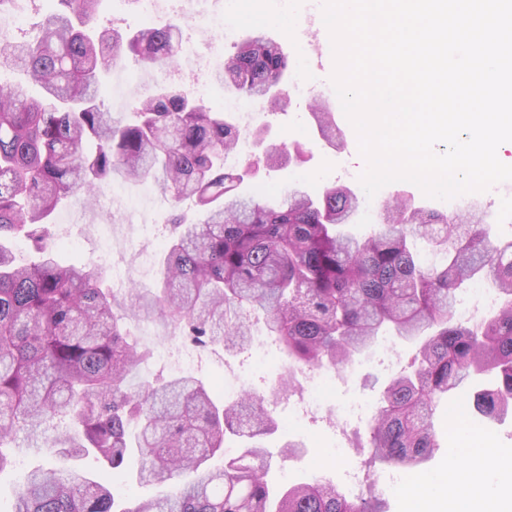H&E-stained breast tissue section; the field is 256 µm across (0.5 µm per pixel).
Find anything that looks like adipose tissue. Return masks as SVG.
Listing matches in <instances>:
<instances>
[{
  "instance_id": "1",
  "label": "adipose tissue",
  "mask_w": 512,
  "mask_h": 512,
  "mask_svg": "<svg viewBox=\"0 0 512 512\" xmlns=\"http://www.w3.org/2000/svg\"><path fill=\"white\" fill-rule=\"evenodd\" d=\"M494 443L485 441L478 447L465 449L466 464L448 476H427L415 481L405 496V512H512V489L486 491L487 474L483 464L496 455ZM452 482L455 491L440 497L438 490Z\"/></svg>"
}]
</instances>
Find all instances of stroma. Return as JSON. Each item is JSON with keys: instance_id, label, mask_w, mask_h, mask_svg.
Instances as JSON below:
<instances>
[{"instance_id": "1", "label": "stroma", "mask_w": 512, "mask_h": 512, "mask_svg": "<svg viewBox=\"0 0 512 512\" xmlns=\"http://www.w3.org/2000/svg\"><path fill=\"white\" fill-rule=\"evenodd\" d=\"M305 3L306 0H288L284 5L279 0H238L233 15L218 26L203 21L188 4L179 12L167 11L157 17L161 23L175 21L182 30L183 40L196 44L218 70L233 53L235 43L256 34L277 41L288 57L290 104L287 109L268 111L260 99L255 106L266 115L267 144L290 151L298 147L303 155L280 169L259 168L243 184L244 194L257 200H272L293 186L313 195L327 186L347 187L361 201L352 224L346 227L347 232L358 237L370 234L382 207L403 194L419 203L430 202L440 210L453 208L450 200H427L413 184L404 189L394 182L375 196L366 195L358 180L365 162L358 152L357 135L330 81L334 68L331 44L317 30L318 13L307 11ZM94 24L124 32L143 26L133 0H102ZM161 78V72L127 61L114 69L106 81L102 89L104 104L113 118H125L131 99L151 95ZM313 98L320 100L322 109L331 112L340 130L341 145L332 147L322 139L308 106ZM114 186L122 198L111 203L108 211L102 208L107 201L102 194L98 195L94 207L87 206L77 196L64 202L50 226L52 237L63 236L68 240L67 245L58 247V258L66 265L96 263L108 269L116 264L139 287H153L155 273L143 268L141 260L143 254L154 255L162 250L163 217L168 207L151 184L119 179ZM127 196L143 197L138 216H130L126 211L122 200ZM477 199L489 214L492 237L512 239V181L497 184L494 194L478 193ZM133 220L151 225V234H138L124 248H109L101 231L102 224H126ZM252 319L259 324L254 341L249 350L234 357L219 349L187 350L159 323L147 327L133 325V332L144 336L155 351L153 361L143 370L144 377L191 375L201 379L216 398L227 402L235 400L242 389L265 394L278 375L288 372L289 364L277 343L261 329L262 313H253ZM411 357V344L390 333L373 350L358 356L345 371L319 370L299 375L300 390L278 398L271 409L279 430L267 440L273 454L270 479L288 486L320 478L345 490L349 487V472L357 468L366 475L358 494L379 497L385 512H404V495L417 477L448 472L452 464L451 449L459 447L467 435L485 434L499 450L498 458L488 466V486L496 488L503 462L512 461V415L484 431L467 421L460 412V402L454 399L441 402L437 418L439 446L416 470L396 466L366 468L359 446L367 441L372 412L389 378L400 372ZM290 442L298 443L297 453H288L286 445ZM47 461L43 453L15 456L12 467L0 474V512H12L24 474Z\"/></svg>"}]
</instances>
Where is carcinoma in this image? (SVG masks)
Listing matches in <instances>:
<instances>
[{"label":"carcinoma","mask_w":512,"mask_h":512,"mask_svg":"<svg viewBox=\"0 0 512 512\" xmlns=\"http://www.w3.org/2000/svg\"><path fill=\"white\" fill-rule=\"evenodd\" d=\"M10 0H0V66L40 85L30 96L0 82V472L19 452L53 449L56 463L25 477L14 512H384L376 497L346 496L324 480L276 493L269 482L277 430L261 397L213 400L190 375L133 383L154 349L130 323H163L194 346L234 355L252 344L251 312L302 368L342 371L386 332L416 347L410 370L384 387L369 426L367 463L416 466L438 447L442 400L494 422L512 411V240H492L486 212L462 214L400 198L365 238L346 234L358 199L346 187L274 201L238 189L255 171L231 167L239 126L165 77L154 94L114 120L99 88L134 57L168 72L180 57L179 26L132 34L94 28L101 0H52L39 32L16 41ZM288 58L257 35L235 45L218 81L238 94L287 106ZM269 168L287 162L264 150ZM150 183L174 226L155 287L116 292L99 265L62 266L47 225L61 202L115 178ZM189 200L193 213L181 209ZM39 259L20 265L10 240ZM422 239L435 260L413 245ZM486 280L496 305L477 321L455 318L457 294ZM241 451L214 463L228 443ZM170 490L124 497L114 482L72 461L92 459Z\"/></svg>","instance_id":"1"}]
</instances>
